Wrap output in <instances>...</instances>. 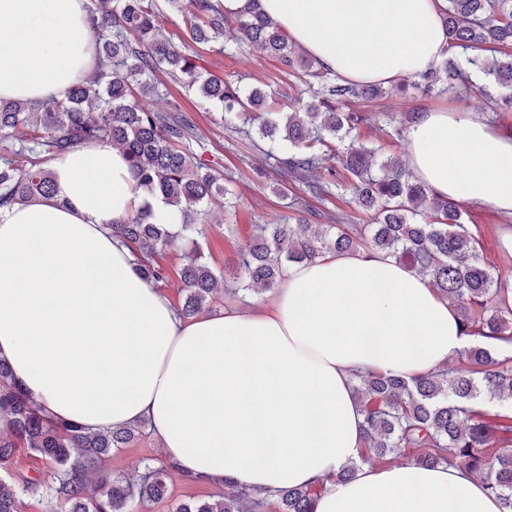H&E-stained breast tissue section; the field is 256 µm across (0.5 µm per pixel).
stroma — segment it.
<instances>
[{
	"label": "stroma",
	"mask_w": 512,
	"mask_h": 512,
	"mask_svg": "<svg viewBox=\"0 0 512 512\" xmlns=\"http://www.w3.org/2000/svg\"><path fill=\"white\" fill-rule=\"evenodd\" d=\"M201 65L215 76L238 81L245 86L261 87L273 96L285 88L278 62L253 46L232 54L204 52ZM167 88L170 97L178 100L188 114L195 116L205 143L208 148L218 149L224 163V174L233 180L237 194L235 210L225 215L223 223L207 224L201 242L206 259L215 270L234 267L238 259V245L251 235L253 225L294 224L301 219L302 213L298 207L288 206L286 200L277 194V174L270 172L263 177L255 174L259 152L250 138L225 127L219 111L201 104L196 91L172 81L168 82ZM358 109L371 116L369 126L361 130V140L376 148L378 157L383 159L401 157L404 139L399 131L402 120L405 113L417 109L470 112L502 134L512 136V112H490L482 101L462 90L441 96H425L415 90L395 92L379 101L359 103ZM464 210L466 223L478 227L488 260L496 264L501 276L512 278V254L500 245L501 230L504 225H512V216L480 204H465ZM160 455V442L149 433L134 445L113 451L105 468L111 475L126 476L144 471ZM45 469L44 460L25 448L20 449L13 466L0 469V481L20 491L21 512H57V504L45 493L22 489L26 477ZM169 488V497L146 503L140 512H174L178 501L204 500L224 491L223 485L192 483L176 474L172 475Z\"/></svg>",
	"instance_id": "1"
}]
</instances>
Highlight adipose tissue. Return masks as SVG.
<instances>
[{
  "mask_svg": "<svg viewBox=\"0 0 512 512\" xmlns=\"http://www.w3.org/2000/svg\"><path fill=\"white\" fill-rule=\"evenodd\" d=\"M445 0H259L341 77L426 71L448 33ZM86 0H0V99L44 101L94 67ZM437 195L512 215V137L477 116L423 113L404 143ZM56 192L0 209V360L52 419L89 431L145 420L187 479L272 493L324 484L315 512H503L458 467L355 462L357 372L405 379L456 360L472 337L426 278L379 253L290 265L270 307L192 320L135 269L112 227L146 197L120 149L76 147Z\"/></svg>",
  "mask_w": 512,
  "mask_h": 512,
  "instance_id": "adipose-tissue-1",
  "label": "adipose tissue"
}]
</instances>
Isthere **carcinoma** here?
Listing matches in <instances>:
<instances>
[{"instance_id": "cac0c4a2", "label": "carcinoma", "mask_w": 512, "mask_h": 512, "mask_svg": "<svg viewBox=\"0 0 512 512\" xmlns=\"http://www.w3.org/2000/svg\"><path fill=\"white\" fill-rule=\"evenodd\" d=\"M441 20L448 47L463 53L444 58L412 82L427 92L463 86L492 112H512V0H446ZM181 16L186 36L172 38L160 28L158 0H89L85 22L96 53L94 74L62 96L40 103L0 100V209L55 192L52 160L80 145L106 141L127 156L139 185L179 209L172 227L150 206L137 210L112 230L151 284L164 282L168 268L156 257L180 252L185 286L178 314L194 318L224 291H265L279 287L287 265L310 263L327 253L365 249L393 258L429 280L454 307L465 329L505 343L487 348L476 342L461 355L469 369L446 368L411 380L359 374L353 391L364 415L361 463L402 457L426 468L459 465L512 512V420L480 409L483 402L512 401V306L501 279L479 253L473 225L455 201L412 179L390 157L359 142L364 114L360 101L386 96L381 83H353L303 53L286 32L251 0L248 9L224 15L221 0H165ZM220 44L239 51L258 45L281 64L285 77L305 85L312 101L293 100L281 112L260 87L242 90L206 76L200 48ZM173 81L198 89L202 101L220 106L222 121L253 139L265 165L303 185L297 197L308 217L296 224H255L240 247L235 268L215 273L204 261L198 236L203 220L231 208L222 159L201 141L193 116L171 100L164 110L151 105ZM348 182L353 200L372 214L371 223L348 225L330 212L310 208L307 198H323ZM0 463L27 448L57 468L53 493L61 512H134V502L159 500L168 492L172 468L147 467L132 478L113 477L104 468L114 448H126L145 423L89 432L48 419L21 394L10 367L0 361ZM224 495L183 501L175 512H244L254 493L224 480ZM315 486L274 494L279 512H314ZM0 512H19L17 491L0 481Z\"/></svg>"}]
</instances>
